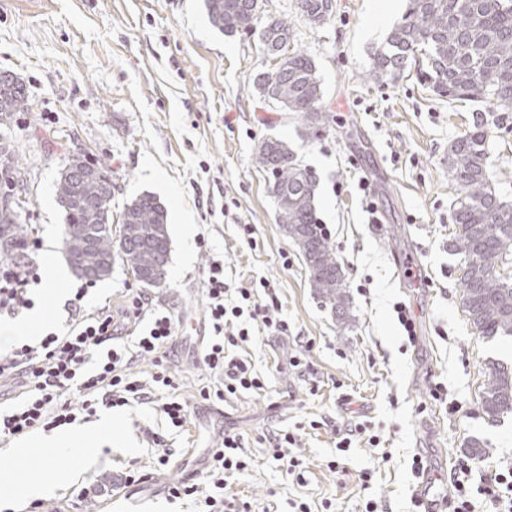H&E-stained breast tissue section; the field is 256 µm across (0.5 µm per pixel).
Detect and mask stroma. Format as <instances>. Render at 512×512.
I'll list each match as a JSON object with an SVG mask.
<instances>
[{
    "label": "stroma",
    "instance_id": "stroma-1",
    "mask_svg": "<svg viewBox=\"0 0 512 512\" xmlns=\"http://www.w3.org/2000/svg\"><path fill=\"white\" fill-rule=\"evenodd\" d=\"M374 0H333L330 17L310 24L298 0H259V21L285 18L294 47L316 62L324 110L331 123L306 131L305 122L279 112L255 91L258 74L271 70L258 34L227 35L208 19L204 0H0V71L13 72L29 92L31 109L0 125L24 175L20 223L38 239L36 266L64 267V213L56 181L68 157L84 152L112 173V213L150 193L167 210L171 258L166 281L151 289L179 321L164 365L190 404L183 428H169L152 404L113 411L98 408L75 432L95 437L100 451L60 457L63 476L53 494L32 502L10 496L14 512H113V477L135 471L149 497L138 512H194L170 502L163 485L179 469L200 468L232 428L245 438L248 471L227 490L252 512H289L293 500L311 512H362L366 500L385 512H415L420 479L413 456L428 465L430 495L439 512H454L450 479L472 478L512 465V415L489 420L481 410L485 371L492 362L512 366V338H479L460 301L459 258L448 249L455 190L448 178V144L467 131L473 106L459 107L422 86L415 76L365 82L370 57L406 9L390 0L378 24ZM493 139L490 172L512 204V112ZM287 139L317 181V216L347 279L354 320L340 321L309 285L302 256L275 220L267 172L255 162L261 141ZM377 209L385 234L369 224L366 204ZM379 223V224H380ZM255 229L247 243L239 225ZM205 236L235 285L268 279L291 326L289 335H260L249 352L264 376L265 392L230 402H207L199 390L208 374L193 325L204 318ZM79 280L66 271L58 296L40 294L37 311L50 329L68 324L66 303ZM143 286L122 263L89 288L84 310L111 304L122 327L133 324L125 301ZM405 303L416 324L408 342L393 313ZM305 355L298 373L291 361ZM447 401L434 400V385ZM370 421L380 448L356 441L346 472L328 469L336 455V429L349 415ZM324 419L299 433L295 450L304 483L289 480L269 459L267 430ZM479 439L482 456L468 452ZM171 452L158 467L153 440ZM372 470L369 487L358 474Z\"/></svg>",
    "mask_w": 512,
    "mask_h": 512
}]
</instances>
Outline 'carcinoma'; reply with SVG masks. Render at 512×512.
Segmentation results:
<instances>
[{
	"mask_svg": "<svg viewBox=\"0 0 512 512\" xmlns=\"http://www.w3.org/2000/svg\"><path fill=\"white\" fill-rule=\"evenodd\" d=\"M325 0H299L307 20L327 18ZM211 25L234 35L256 30L258 0H205ZM260 30L275 67L258 75L255 88L281 112L302 117L308 127L330 121L322 111L323 91L317 66L306 52L290 47L288 20L274 19ZM367 82L398 80L423 66L431 90L454 103H480L489 112H512V0H409L406 13L390 31L385 46L372 55ZM30 109L23 81L13 90L0 87V125ZM494 129L476 113L467 131L448 145V175L454 184L451 251L460 256L461 302L473 332L486 338L512 337V205L504 202L489 175V143ZM255 161L270 180L276 223L298 247L316 295L337 312L350 315L345 272L317 217L316 179L301 164L288 141L268 137L257 147ZM0 256L17 258L13 244L24 239L18 222L14 188L23 184L15 150L0 143ZM65 224L63 256L74 275L101 281L120 259L146 287H159L167 277L171 239L167 212L156 196L141 194L124 205L118 240L92 224L112 223V175L78 153L68 159L56 183ZM481 410L496 421L512 415V367L493 363L486 373Z\"/></svg>",
	"mask_w": 512,
	"mask_h": 512,
	"instance_id": "obj_1",
	"label": "carcinoma"
}]
</instances>
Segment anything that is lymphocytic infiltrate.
Returning <instances> with one entry per match:
<instances>
[{
  "label": "lymphocytic infiltrate",
  "instance_id": "f902f5d3",
  "mask_svg": "<svg viewBox=\"0 0 512 512\" xmlns=\"http://www.w3.org/2000/svg\"><path fill=\"white\" fill-rule=\"evenodd\" d=\"M38 279L37 268L29 261L0 268V317L14 318L31 309L29 287ZM87 292V286L76 288L66 334L51 332L38 342L18 344L0 354V382L17 381L24 388L20 403L0 411V441L78 423L95 415L101 406L110 409L136 403L156 404L172 428L184 426L189 404L178 394L175 377L162 369L143 381L131 372L133 362L139 359L150 357L158 362L169 356L177 329L173 316L160 309L151 295L136 294L130 306L135 318L145 320L146 325L130 344L114 320L111 306L89 312L81 309ZM202 294L205 319L213 331L202 362L216 385L201 389V396L223 402L264 390V380L242 349L255 342L259 324L274 335H287L289 324L281 316L274 288L265 280L255 288L233 286L226 277L223 258L215 256L208 264ZM249 466L242 435L225 432L221 447L207 459L203 481L173 483L168 496L190 499L205 512H241L225 488L229 478ZM453 487L456 512H475L474 500L479 494L512 510V498L499 493L500 488H512L511 467L481 477L477 486L459 479Z\"/></svg>",
  "mask_w": 512,
  "mask_h": 512
}]
</instances>
